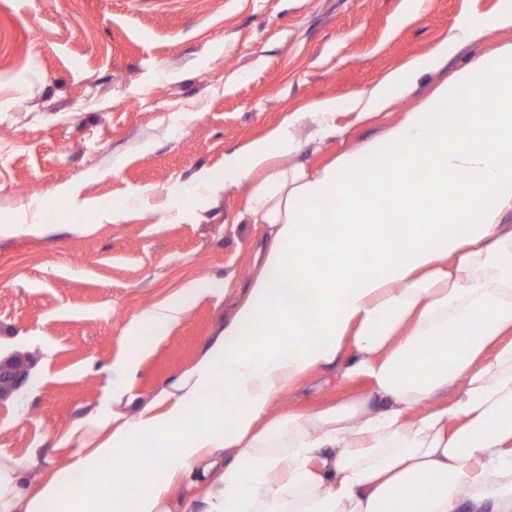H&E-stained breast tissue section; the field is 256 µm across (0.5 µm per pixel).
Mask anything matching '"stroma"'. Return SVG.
Wrapping results in <instances>:
<instances>
[{"label":"stroma","mask_w":512,"mask_h":512,"mask_svg":"<svg viewBox=\"0 0 512 512\" xmlns=\"http://www.w3.org/2000/svg\"><path fill=\"white\" fill-rule=\"evenodd\" d=\"M512 0H0V463L27 495L189 372L224 330L265 244L245 214L252 173L225 186V153L300 116L279 169L313 172L398 123L420 97L512 42L490 29L377 118L351 101L463 16ZM328 99L342 136L308 140ZM209 176L213 190L194 189ZM178 301L127 385L129 327ZM323 366L282 402L312 413L371 384Z\"/></svg>","instance_id":"obj_1"}]
</instances>
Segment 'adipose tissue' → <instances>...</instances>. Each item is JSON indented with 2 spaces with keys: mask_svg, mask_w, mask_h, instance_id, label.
Here are the masks:
<instances>
[{
  "mask_svg": "<svg viewBox=\"0 0 512 512\" xmlns=\"http://www.w3.org/2000/svg\"><path fill=\"white\" fill-rule=\"evenodd\" d=\"M510 27L512 9L462 17L357 99L362 116ZM297 143L291 123L224 157L233 184L266 170L246 214L269 245L168 408L144 409L34 495L0 494V512H173L183 482L204 484L203 512H512V43L315 174L272 169ZM348 347L344 375L368 378L369 398L272 414ZM129 485L131 504L115 493Z\"/></svg>",
  "mask_w": 512,
  "mask_h": 512,
  "instance_id": "ef3b65f1",
  "label": "adipose tissue"
}]
</instances>
